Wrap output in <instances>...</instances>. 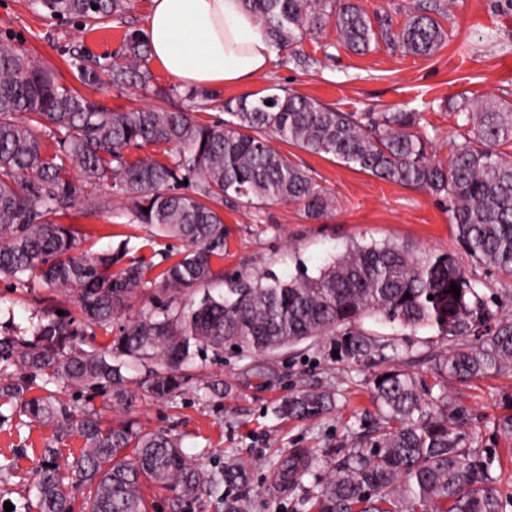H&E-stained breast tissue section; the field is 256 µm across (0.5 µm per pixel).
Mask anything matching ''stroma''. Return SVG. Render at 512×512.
<instances>
[{"mask_svg":"<svg viewBox=\"0 0 512 512\" xmlns=\"http://www.w3.org/2000/svg\"><path fill=\"white\" fill-rule=\"evenodd\" d=\"M151 0H131L127 12L97 22L61 21L49 16L32 0H0V39L37 58L60 82L80 87L82 93L113 112L145 107L188 110L206 121L224 119V101L230 97L264 95L268 89L311 96L342 112H386L403 108L420 112L419 131L431 142L435 159L447 160L459 128L455 106L461 101H512V0H456L443 25L448 43L436 55H405L387 47L358 55L335 47L336 30L327 27L323 41L333 44L324 57L320 42L305 40L296 50L274 55L267 71L246 87L206 90L188 100L187 86L154 70L155 92L116 89L110 85H81L70 67L72 57L105 65L120 59L127 31L144 30ZM278 149L307 168L313 180L328 189L333 203L327 216L313 220L291 203H258L224 207L230 229L224 256V275L276 274L289 279L300 270L317 275L319 268L351 242L364 244L410 243L422 250L450 254L475 281L481 294L492 296L512 289V275L484 265L460 246L456 227L446 208L424 191L381 180L356 171L330 156H319L289 144ZM107 201V208L91 215L78 202L65 223L79 232L81 248L102 250L109 243L128 240L134 255L178 253L180 241L154 238L128 223L124 197L105 185L92 193ZM75 312L70 296L39 286L12 288L0 279V327L30 329L43 310ZM363 326L382 341L394 344L400 368L424 381L432 395L447 394L472 415L476 431L473 447L496 453L503 475L502 497L512 496V442L501 436L496 421L504 411L501 399L512 393V370L468 384L434 374L430 360L448 351V338L430 328L399 332L365 320ZM325 340L299 344L265 357L233 349L205 351L197 356L190 379L171 399L159 400L140 391L129 412L113 409V417L129 416L149 429H162L179 437L186 456L206 472L223 469L225 461L239 458L249 466L245 493L253 512H308L307 492L328 473L337 445L371 429L377 409L368 380L375 368L328 359ZM271 369L257 377L256 366ZM218 379L227 391L207 396L204 380ZM299 388L331 389L332 413L308 421L278 417L275 406ZM51 428L25 426L18 418L0 420V512L12 504L16 512L34 502L35 470ZM313 452L311 475L296 486L279 481L278 460L296 449Z\"/></svg>","mask_w":512,"mask_h":512,"instance_id":"35a3bbf8","label":"stroma"}]
</instances>
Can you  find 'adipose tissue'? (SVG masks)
I'll return each instance as SVG.
<instances>
[{
	"instance_id": "1",
	"label": "adipose tissue",
	"mask_w": 512,
	"mask_h": 512,
	"mask_svg": "<svg viewBox=\"0 0 512 512\" xmlns=\"http://www.w3.org/2000/svg\"><path fill=\"white\" fill-rule=\"evenodd\" d=\"M153 60L191 87H241L266 72L272 39L243 0H152L144 32Z\"/></svg>"
}]
</instances>
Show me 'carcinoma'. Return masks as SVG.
<instances>
[{"mask_svg":"<svg viewBox=\"0 0 512 512\" xmlns=\"http://www.w3.org/2000/svg\"><path fill=\"white\" fill-rule=\"evenodd\" d=\"M267 27L277 50L320 39L332 25L337 43L366 54L383 43L407 55L431 57L448 41L441 0L417 6L395 30L388 16L369 15L355 0H243ZM60 19L120 17L129 0H34ZM143 34L124 37L123 57L107 69L117 89H148L153 75ZM71 65L85 85L98 70ZM470 130L444 164L415 131L418 112H341L301 95L269 93L224 100L229 119L204 123L193 113L164 108L108 112L29 54L0 40V275L13 288L37 282L73 298L79 316L45 313L30 335L0 333V400L28 423L54 427L42 450L35 485L39 512H147L142 486L176 493L175 512L216 496L224 512H247L234 490L248 482L242 460L224 462L222 479L190 463L177 438L139 422L106 419L89 407L98 395L130 409L137 398L124 373L142 362L139 385L159 399L185 383L195 357L228 345L272 355L328 337L329 359L359 365L392 363L388 344L356 327L364 318L402 331L437 330L455 342L433 370L467 383L512 369V320L500 319L473 279L445 253L409 244H351L319 269L289 282L240 273L224 294L205 290L223 278L216 269L228 248L220 208L234 199L295 203L316 219L331 194L273 141L331 156L387 182L415 186L448 208L460 246L476 260L512 273V102L462 103ZM167 145L171 160L132 158V148ZM194 182L190 193L184 181ZM112 184L127 201L129 223L183 243L180 258L122 264L128 241L100 252H76L71 226L59 222L90 189ZM161 267L154 281L146 274ZM153 283L182 296L176 311L141 312L112 335V321L131 309L139 289ZM460 288V297L449 286ZM409 298H404L405 294ZM433 299H428V296ZM103 332L96 345L87 337ZM338 355H333V352ZM63 388H58V384ZM378 426L335 452L327 478L307 502L310 512H505L490 458L472 447L470 414L448 397L426 398L413 373L385 368L370 380ZM74 393H65L66 389ZM335 405L329 389H299L276 413L313 420ZM497 429L512 441V394ZM81 452L62 469L58 447L69 439ZM310 457L291 454L278 476L288 485L311 474ZM88 488L75 509L74 484Z\"/></svg>","mask_w":512,"mask_h":512,"instance_id":"1","label":"carcinoma"}]
</instances>
